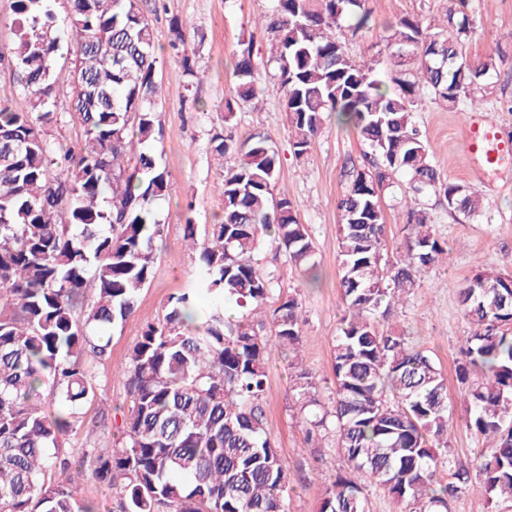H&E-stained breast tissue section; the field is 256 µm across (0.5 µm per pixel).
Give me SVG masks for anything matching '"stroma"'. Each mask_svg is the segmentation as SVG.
Instances as JSON below:
<instances>
[{"instance_id": "stroma-1", "label": "stroma", "mask_w": 512, "mask_h": 512, "mask_svg": "<svg viewBox=\"0 0 512 512\" xmlns=\"http://www.w3.org/2000/svg\"><path fill=\"white\" fill-rule=\"evenodd\" d=\"M469 4L472 29L463 46L467 60L482 59L500 50L507 53L481 113L503 139L512 141V0H469ZM448 6V0H372L378 23L414 14L439 19ZM272 7L273 0H144L142 9L157 47L156 126L160 134L154 149L170 185L168 195L157 205L163 231L155 241L150 282L139 296L134 315L106 330L111 338L110 356L94 365L100 390L85 406L81 427L62 437V452L76 456L92 446L95 436L91 428L100 407H108L115 415L128 406L126 388L113 375L115 367L127 360L143 326L161 318L168 301L196 276V259L184 241V226L191 222L204 228L223 220L224 201L214 187L224 169L211 151V139L218 133H229L237 140L264 133L280 155L281 173L274 194L288 198L300 222L307 225L321 279L310 284L285 251L265 247L258 264L263 275L270 277L275 296L264 305L261 318L270 322L278 296L298 295L303 319L299 344L302 362L315 376L322 405L331 404L333 345L343 315L336 199L345 186V170L361 165L363 146L353 129L338 125L335 115L329 114L311 150L301 157L294 155L283 91L267 63L268 38L264 30L254 26L255 18ZM174 17L191 24L189 44L196 71L192 77L184 75L168 55L169 21ZM244 37L253 40V61L265 75L264 90L258 105L237 107L236 121L228 129L224 126V104L235 94L234 53ZM70 67L64 60L57 65V119L45 127L47 138L61 144L75 142L79 133L69 119ZM414 119L425 132L441 173L448 181L477 189L484 202L482 216L472 219L449 212L438 198L418 200L436 236L446 243L448 256L419 272L417 288L382 320L383 325L398 328L410 344L428 351L448 379L447 454L451 466L438 476L439 483L445 485L452 482L455 470H474L477 457L487 451L483 438L466 425L465 387L455 374L459 338L467 332L457 287L484 268L512 274V154L495 169L475 170L464 151L468 113L463 107L452 108L427 97L418 105ZM291 360L288 354L273 355L262 406L286 465L290 512H319L327 488L336 476L347 472L348 462L336 446L333 431L308 440L296 413Z\"/></svg>"}]
</instances>
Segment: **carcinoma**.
<instances>
[{"instance_id":"obj_1","label":"carcinoma","mask_w":512,"mask_h":512,"mask_svg":"<svg viewBox=\"0 0 512 512\" xmlns=\"http://www.w3.org/2000/svg\"><path fill=\"white\" fill-rule=\"evenodd\" d=\"M52 2L15 0V40L0 49L24 89L15 105L0 108V512H94L73 490V473L86 465L115 492V512H286L288 473L261 399L270 357L298 349L301 310L296 296L280 298L271 336L260 334L252 315L272 288L256 254L270 243L307 273L316 264L291 202L274 204L280 156L261 133L240 144L211 139L214 155L233 158L219 184L224 219L201 241L197 225L185 226L198 272L162 319L145 325L119 369L129 397L119 438L83 449L78 460L51 452L95 397L93 363L109 356L104 330L135 313L150 282L161 233L156 205L169 192L154 153L155 43L142 0H71L67 29L57 26ZM369 2L276 0L263 21L294 154L307 153L327 113L370 148L363 165L347 171L336 203L345 314L333 347L332 409L317 411L308 369L294 367L292 389L307 436L333 429L349 464L319 512H369L367 483L387 490L399 512H443L448 496L470 487L467 472L437 485L450 464L438 451L448 447L447 378L377 315L447 249L427 212L408 205L398 255L389 259L383 199L402 178L413 201L433 194L450 212L479 215L480 192L443 179L413 112L426 97L453 106L482 101L497 65L489 57L461 67L472 19L469 0H453L438 30L422 16L383 25L387 83L333 34L346 22L354 33L370 28ZM170 31L183 73L194 76L187 24L174 18ZM65 54L69 115L80 135L57 146L44 125L54 118L55 68ZM234 74L226 126L239 104L262 92L244 40ZM457 292L468 323L457 378L463 384L469 371L482 373L466 390V424L490 440L480 488L512 500V275L483 269ZM201 294L218 299L205 313L197 309ZM226 300L239 317L226 315ZM45 387L61 400L54 415L41 409Z\"/></svg>"}]
</instances>
